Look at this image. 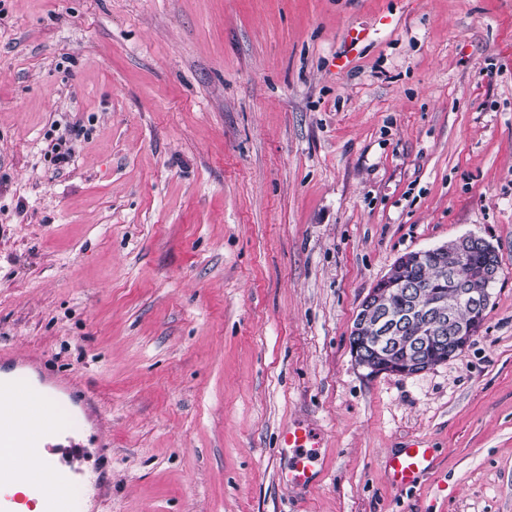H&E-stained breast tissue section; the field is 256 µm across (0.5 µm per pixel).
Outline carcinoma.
I'll list each match as a JSON object with an SVG mask.
<instances>
[{
    "label": "carcinoma",
    "mask_w": 512,
    "mask_h": 512,
    "mask_svg": "<svg viewBox=\"0 0 512 512\" xmlns=\"http://www.w3.org/2000/svg\"><path fill=\"white\" fill-rule=\"evenodd\" d=\"M456 243L448 242V255L439 263H418L410 267L394 264L387 275L374 286L377 296L374 301L378 306L389 308L393 314L403 317L412 314L398 341L394 343L387 355L397 371L405 367V358L413 356L414 337L428 335L429 324L423 311L430 303L444 294L453 295L457 289L450 287L448 281V267L455 264ZM486 256L476 250L472 252L467 261L466 283L471 288L485 286ZM408 283L414 288V293L403 297L398 293L396 284Z\"/></svg>",
    "instance_id": "cac0c4a2"
}]
</instances>
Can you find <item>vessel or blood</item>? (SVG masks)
Listing matches in <instances>:
<instances>
[{
	"mask_svg": "<svg viewBox=\"0 0 512 512\" xmlns=\"http://www.w3.org/2000/svg\"><path fill=\"white\" fill-rule=\"evenodd\" d=\"M33 362L30 355L0 347V512H22V501L6 493L8 485L31 483L43 512H69L65 487L84 475L83 449L74 438L52 444L46 427L56 410L57 395H67L77 406L95 405L93 396L61 382L50 383L41 400L29 398ZM315 436L308 426H283L277 451L288 465L279 473L282 483L303 486L315 480ZM434 465V450L420 437L384 459L389 485L398 491L417 485Z\"/></svg>",
	"mask_w": 512,
	"mask_h": 512,
	"instance_id": "vessel-or-blood-1",
	"label": "vessel or blood"
}]
</instances>
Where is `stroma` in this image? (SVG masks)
Returning <instances> with one entry per match:
<instances>
[{
  "label": "stroma",
  "mask_w": 512,
  "mask_h": 512,
  "mask_svg": "<svg viewBox=\"0 0 512 512\" xmlns=\"http://www.w3.org/2000/svg\"><path fill=\"white\" fill-rule=\"evenodd\" d=\"M466 235L500 270L464 350L355 365L376 282ZM0 345L98 397L94 512H512V0H0ZM315 434L301 423H288L278 435L277 451L288 459V465L279 473V479L288 486H303L315 480ZM434 465V448L424 438L407 441L402 448L384 459L389 485L397 490L411 489Z\"/></svg>",
  "instance_id": "1"
}]
</instances>
